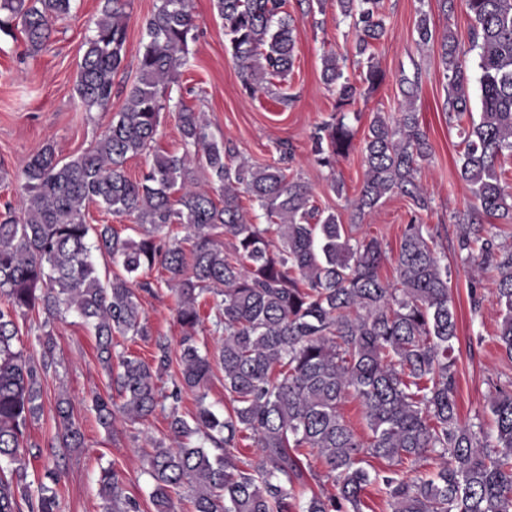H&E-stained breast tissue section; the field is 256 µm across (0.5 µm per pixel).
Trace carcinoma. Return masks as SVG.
<instances>
[{
    "label": "carcinoma",
    "instance_id": "obj_1",
    "mask_svg": "<svg viewBox=\"0 0 512 512\" xmlns=\"http://www.w3.org/2000/svg\"><path fill=\"white\" fill-rule=\"evenodd\" d=\"M224 22L225 49L236 61L245 91L273 92L293 73L296 19L288 0H212ZM473 19L468 43L451 29L440 41L449 117L460 130L458 174L473 205L458 216L456 241L465 265L496 272L501 309L496 342L512 359V248L483 216L512 212V186L503 164L512 158V0H465ZM127 0H100L94 33L78 65L75 92L88 111L106 110L115 77L125 69ZM357 35L360 83L345 75L347 58L328 52L322 80L336 94V115L317 127L313 155L332 169L354 139L349 111L361 87L384 79L371 48L388 34L381 0H336ZM72 0H0V34H23L28 50L42 49ZM143 51L125 103L92 150L68 161L46 142L23 164V222L11 205L0 213V512H59L66 460L84 447L70 401L60 395L55 420L62 433L48 448L28 442L29 426L44 411V376L55 366L54 342L45 334L41 361L18 346V319L30 311L47 318L75 312L97 339V357L122 399L97 395L98 425L113 429L117 417L134 425L161 410L167 433L149 438L145 473L155 512H177L187 490L193 512H362L363 493L376 484L391 512H512V382L494 384L490 437L480 422L463 423L457 410L453 356L458 319L431 234L413 221L404 226L395 257V280L381 277L382 241L358 237L356 226L320 209L308 186L290 180L277 164L254 165L217 141L200 112L180 105L183 153L152 156L138 179L128 160L150 149L157 135L166 85L187 63L195 41L190 0H160L143 22ZM417 44L433 39L427 13L417 21ZM474 54L478 76L472 75ZM477 80L481 112L474 118L469 88ZM422 83L416 70L400 79L405 108L374 113L364 138L366 178L356 209L373 210L400 195L415 212L432 199L416 173L433 147L415 102ZM201 166L220 199L193 182L189 158ZM248 196L269 223L247 220ZM138 224L139 238H123L110 224H89L88 203ZM176 224L190 230V249L169 240ZM224 230L228 242L217 239ZM109 257L112 278L102 281L93 253ZM164 271L176 299L181 327L179 372L159 399L157 381L168 374L169 346L155 341L151 360L114 354L117 334L151 336L141 293H154L140 275ZM210 295L213 326L221 334L214 355L201 351L198 299ZM224 370L230 404L220 415L205 403L212 362ZM194 391L195 411H179ZM363 409L368 442L341 413L348 398ZM251 436L256 459L241 466L234 454ZM315 451L335 492L313 490L307 451ZM45 458V480L27 481L26 457ZM383 460L370 472L367 458ZM432 471L422 475L420 468ZM98 494L105 512H139L112 468L100 471Z\"/></svg>",
    "mask_w": 512,
    "mask_h": 512
}]
</instances>
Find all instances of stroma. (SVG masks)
Wrapping results in <instances>:
<instances>
[{
	"label": "stroma",
	"instance_id": "1",
	"mask_svg": "<svg viewBox=\"0 0 512 512\" xmlns=\"http://www.w3.org/2000/svg\"><path fill=\"white\" fill-rule=\"evenodd\" d=\"M159 0H129L126 11L127 40L124 72L115 79L112 104L106 112H88L75 93L78 63L99 11V0H74L70 14L59 21L51 40L37 54L26 51L23 40L0 38V162L9 171L0 179V208L18 205L16 174L27 158L44 143L54 144L60 158L68 160L90 150L124 104L122 87L135 76L142 52V23ZM389 34L375 49L383 84L358 97L353 109L361 119L354 125L355 138L348 156L335 169L318 166L312 160L311 136L316 126L334 113L336 96L322 80V57L329 51L352 55L355 32L338 15L335 6L323 11L309 9L308 0H288L289 12L298 20V58L290 80L295 100L279 103L275 95L249 97L242 85L240 69L225 50L224 23L211 0H191L198 38L191 44L188 62L166 90L170 103L160 115L154 151L182 153L177 103L203 111L216 139L234 147L239 156L253 164H273L280 157L279 146L292 145L294 157L287 175L300 179L310 189L320 208L335 212L342 223L354 224L362 236L378 237L386 249L380 273L394 280V256L404 224L411 217L405 198H383L371 212L358 213L353 202L365 179L363 140L374 113H396L403 105L399 90L401 75L422 72V88L416 107L428 130L432 157L423 162L418 180L432 198L430 210L419 220L435 235V249L451 272V294L458 317L457 405L461 421H479L487 433H494V417L489 410L493 381H512V360L496 343L501 321L500 307L492 291L493 274L473 272L465 267L456 248L454 216L466 209L470 194L460 180L457 160L460 137L444 109L447 82L440 64L438 42L417 43L416 26L420 12H428L436 30L451 28L460 41H467L472 20L464 0H457L452 17H444L438 0H383ZM341 181L342 192H334L333 181ZM155 295H142L141 302L151 327V340L120 338L122 352L146 358L155 350V339L177 347L181 328L176 321V303L164 283L161 269L148 275ZM482 285L483 302L479 314L470 310L471 281ZM22 346L28 356L40 359L39 343L51 334L55 343V369L43 381L45 410L29 429V440L46 446L60 430L54 419L58 395L68 397L73 416L85 434L84 447L68 458V477L61 490V512H104L98 495L101 468H113L123 481L125 492L140 504V512H154L149 499L150 480L144 472L146 439L162 437L167 430L163 414H155L137 425L117 421L114 432H106L95 421L91 401L95 394L112 390L111 380L97 358L96 339L74 312L47 319L30 313L20 320Z\"/></svg>",
	"mask_w": 512,
	"mask_h": 512
}]
</instances>
